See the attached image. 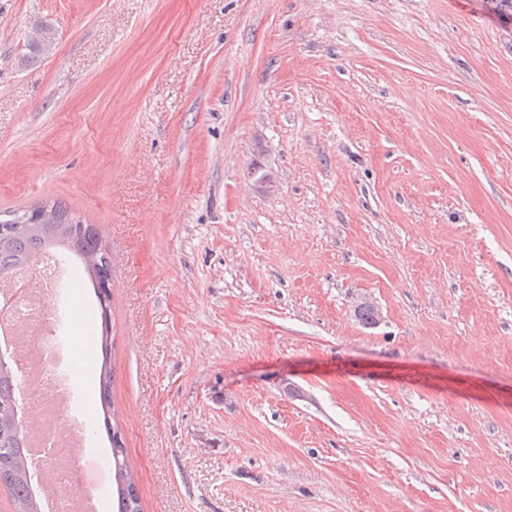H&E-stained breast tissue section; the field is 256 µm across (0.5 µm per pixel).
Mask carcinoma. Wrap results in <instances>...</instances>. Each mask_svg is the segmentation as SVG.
I'll use <instances>...</instances> for the list:
<instances>
[{
  "label": "carcinoma",
  "mask_w": 512,
  "mask_h": 512,
  "mask_svg": "<svg viewBox=\"0 0 512 512\" xmlns=\"http://www.w3.org/2000/svg\"><path fill=\"white\" fill-rule=\"evenodd\" d=\"M54 40L49 27H42L28 43L27 58L48 51ZM50 249H64L81 262L90 281L101 274L98 267L105 253L99 232L86 224L60 202L41 203L24 211L9 212L0 219V278L19 265H28ZM102 317L99 366V392L104 427L111 444L112 467L116 484V512H143L137 489V476L126 459V446L119 425V414L110 400L114 369L111 365L114 337L111 336V292L99 304ZM19 377L9 364H0V485L10 495L13 512H42L34 490L26 451L27 434L20 425Z\"/></svg>",
  "instance_id": "obj_1"
}]
</instances>
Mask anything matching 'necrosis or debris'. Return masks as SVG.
Wrapping results in <instances>:
<instances>
[{"mask_svg": "<svg viewBox=\"0 0 512 512\" xmlns=\"http://www.w3.org/2000/svg\"><path fill=\"white\" fill-rule=\"evenodd\" d=\"M8 281L13 304L0 312V327L7 330L0 340L24 364L21 394L29 409L27 437L39 446L34 456L40 465L37 479L57 488L43 512H93L95 499L82 488L80 467L57 469L58 459L77 461L85 453V426L63 405L64 395L73 391L72 374L63 367L62 348L51 338L59 322L58 294L71 283L68 261L60 252L47 250L35 266L15 268Z\"/></svg>", "mask_w": 512, "mask_h": 512, "instance_id": "necrosis-or-debris-1", "label": "necrosis or debris"}]
</instances>
